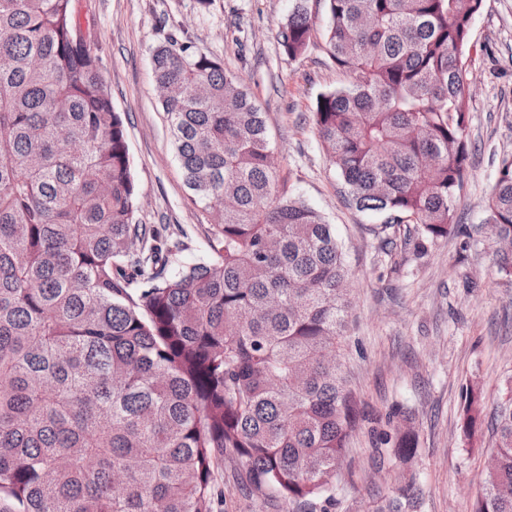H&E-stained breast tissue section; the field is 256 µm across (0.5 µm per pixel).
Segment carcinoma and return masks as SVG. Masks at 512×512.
<instances>
[{"label": "carcinoma", "instance_id": "obj_1", "mask_svg": "<svg viewBox=\"0 0 512 512\" xmlns=\"http://www.w3.org/2000/svg\"><path fill=\"white\" fill-rule=\"evenodd\" d=\"M294 0L278 43L308 48ZM350 77L313 121L347 200L411 224L417 249L473 234L468 57L484 0H324ZM74 0H0V512H213L215 467L310 512L360 401L336 358L351 310L333 225L278 194L264 113L237 73L172 34L153 73L210 254L138 219L125 126ZM512 279V159L486 200ZM470 399L464 431L481 420ZM472 512H512V379Z\"/></svg>", "mask_w": 512, "mask_h": 512}]
</instances>
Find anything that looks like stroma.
<instances>
[{"mask_svg": "<svg viewBox=\"0 0 512 512\" xmlns=\"http://www.w3.org/2000/svg\"><path fill=\"white\" fill-rule=\"evenodd\" d=\"M293 0H76L102 76L121 112L140 198L139 219L181 241L170 270L209 253L208 212L183 184L155 90L153 52L169 34L221 59L255 96L266 117L277 189L304 199L336 227L351 277V315L341 359L364 418L336 467L325 512H377L399 498L405 512H471L494 440L479 425L474 444L460 425L469 391L492 415L512 377V280L499 276L485 226V200L503 159L512 157V0H484L472 22L467 178L456 196L473 237L415 249L409 225L384 229V215L348 206L341 178L315 133L319 96L347 85L326 51L327 15L307 51L288 58L278 26ZM409 428L416 451L386 455L385 439ZM240 467L214 472V512H288L284 502L249 493Z\"/></svg>", "mask_w": 512, "mask_h": 512, "instance_id": "1", "label": "stroma"}]
</instances>
